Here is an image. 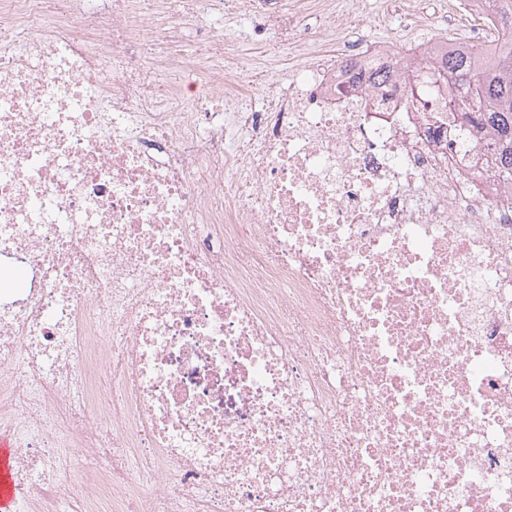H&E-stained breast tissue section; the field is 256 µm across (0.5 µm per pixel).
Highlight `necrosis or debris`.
Returning <instances> with one entry per match:
<instances>
[{"label":"necrosis or debris","mask_w":512,"mask_h":512,"mask_svg":"<svg viewBox=\"0 0 512 512\" xmlns=\"http://www.w3.org/2000/svg\"><path fill=\"white\" fill-rule=\"evenodd\" d=\"M145 1L164 31L249 17L289 85L227 38L139 55ZM322 11L0 0L15 512H512L495 140L451 139L452 83L413 96V56ZM379 64L397 78L370 83Z\"/></svg>","instance_id":"4bbe7bcc"}]
</instances>
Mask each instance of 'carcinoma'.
Listing matches in <instances>:
<instances>
[{"instance_id": "cac0c4a2", "label": "carcinoma", "mask_w": 512, "mask_h": 512, "mask_svg": "<svg viewBox=\"0 0 512 512\" xmlns=\"http://www.w3.org/2000/svg\"><path fill=\"white\" fill-rule=\"evenodd\" d=\"M483 15L512 30V0H479ZM452 78L465 123L493 134L498 153L492 165L498 178L512 183V49L490 55L451 52L431 71Z\"/></svg>"}]
</instances>
